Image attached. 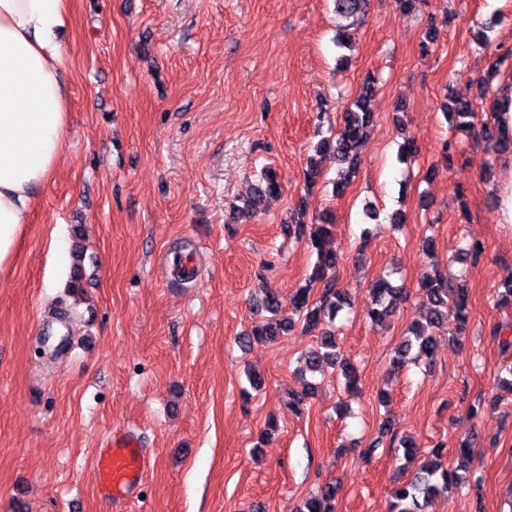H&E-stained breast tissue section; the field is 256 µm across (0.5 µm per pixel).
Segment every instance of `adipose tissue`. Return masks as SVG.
Wrapping results in <instances>:
<instances>
[{"instance_id":"1","label":"adipose tissue","mask_w":512,"mask_h":512,"mask_svg":"<svg viewBox=\"0 0 512 512\" xmlns=\"http://www.w3.org/2000/svg\"><path fill=\"white\" fill-rule=\"evenodd\" d=\"M71 0H0V267L58 172L69 126L59 33Z\"/></svg>"}]
</instances>
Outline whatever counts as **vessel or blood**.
Returning a JSON list of instances; mask_svg holds the SVG:
<instances>
[{
	"label": "vessel or blood",
	"instance_id": "vessel-or-blood-1",
	"mask_svg": "<svg viewBox=\"0 0 512 512\" xmlns=\"http://www.w3.org/2000/svg\"><path fill=\"white\" fill-rule=\"evenodd\" d=\"M99 493L114 505L123 506L136 498L137 490L151 467V458L134 430L113 429L95 451Z\"/></svg>",
	"mask_w": 512,
	"mask_h": 512
}]
</instances>
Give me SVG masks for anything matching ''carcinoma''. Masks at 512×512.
<instances>
[{
  "label": "carcinoma",
  "instance_id": "1",
  "mask_svg": "<svg viewBox=\"0 0 512 512\" xmlns=\"http://www.w3.org/2000/svg\"><path fill=\"white\" fill-rule=\"evenodd\" d=\"M366 5L367 0H334L336 14L345 18L364 11ZM375 89V82L366 80L359 93L343 106L336 136L322 138L316 147L315 156L308 161L309 183H315L320 177L322 163L332 159L341 169L335 194L344 192L361 165L366 130L373 121L369 103ZM444 112L452 129L479 139L486 150L495 153L512 152V136L503 135L494 125L477 124L476 112L471 102L453 99L451 104L444 105ZM281 192L282 185L275 172L266 169L259 182L253 185L250 195L244 199L242 210L248 214L257 212L267 199L277 197ZM283 230L290 238L306 241L308 247L316 253V262L308 275V287L299 289L290 299L291 310L298 315L305 314L308 328L325 318L335 321L338 314L350 306V300L347 290L339 287L336 275L340 257L336 251L327 247L332 235V223L306 224L297 221L284 225ZM483 254L482 243L471 241L462 249L459 260L475 265L480 262ZM315 284L320 285L321 294L312 301L310 291ZM500 287L501 290L495 295L496 304L500 307H511L512 274L502 280ZM421 288L426 294L427 307L421 319L407 328L405 336L396 345L393 363L397 366L403 365L413 356L431 357L435 349L436 332L448 324V319H453L459 330L464 329L469 320L468 289L461 284L454 285L447 274L439 269L437 262H432L431 272L423 277ZM370 297L369 317L380 321L397 310L405 298V291L381 278L372 283ZM255 307L258 311L269 313V317L266 323L256 325L245 333L247 343L269 342L296 330L294 317L284 314L275 292H268ZM327 368L340 372L347 389L357 387V367L342 351L335 333L331 331L324 333L316 345L302 357V370L306 372L322 373ZM443 452L444 447L441 445L431 449L430 455L419 466L413 478L395 490L394 512H427V507L434 498L468 482L472 445L464 441L459 444L457 465L452 469L443 461ZM336 493V484L326 483L320 488L318 495L296 507L295 512H334L332 501L336 498Z\"/></svg>",
  "mask_w": 512,
  "mask_h": 512
}]
</instances>
